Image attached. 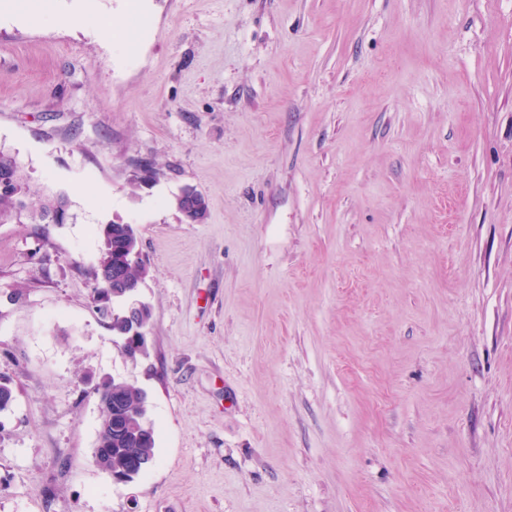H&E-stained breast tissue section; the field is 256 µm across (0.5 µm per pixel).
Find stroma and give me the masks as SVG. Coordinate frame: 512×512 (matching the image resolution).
Returning a JSON list of instances; mask_svg holds the SVG:
<instances>
[{
  "label": "stroma",
  "mask_w": 512,
  "mask_h": 512,
  "mask_svg": "<svg viewBox=\"0 0 512 512\" xmlns=\"http://www.w3.org/2000/svg\"><path fill=\"white\" fill-rule=\"evenodd\" d=\"M45 2L0 0V150L70 212L0 224V512H512V0ZM111 222L137 361L89 301ZM112 378L156 432L119 485ZM198 192V191H197ZM193 191L191 189L182 191L178 196V209L182 213L184 219L190 224H199L204 221L201 216L202 207L199 205V194L203 200L205 209H208V204L202 193ZM108 225L111 226L112 239L109 236L105 239L103 234L104 227L101 228L103 248L100 253L98 265L90 273V276L95 280L99 278L103 269H108L111 265L114 266L120 261V257H118L114 251V248L120 244V241L117 239H121L122 243L126 242L128 245H132L135 249H138L139 246L138 236L132 225L116 222H112ZM114 392L122 396L119 412L109 401ZM92 393L102 408L92 462L111 478L121 476L124 483L132 482L155 463V428L148 415L147 394L126 380L114 379L96 386ZM132 456L141 463L134 470L130 469Z\"/></svg>",
  "instance_id": "obj_1"
}]
</instances>
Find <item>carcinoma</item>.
<instances>
[{"label":"carcinoma","mask_w":512,"mask_h":512,"mask_svg":"<svg viewBox=\"0 0 512 512\" xmlns=\"http://www.w3.org/2000/svg\"><path fill=\"white\" fill-rule=\"evenodd\" d=\"M111 236L103 240L98 265L90 276L97 279L102 270L120 261L114 251L120 243L139 246L138 236L130 224L110 223ZM98 313L109 319L113 335L125 340L128 328L121 320L125 300L122 295L102 299L90 297ZM102 413L98 423L93 464L110 477L121 476L129 483L155 463L156 437L148 415L147 394L126 380H112L93 388Z\"/></svg>","instance_id":"cac0c4a2"}]
</instances>
